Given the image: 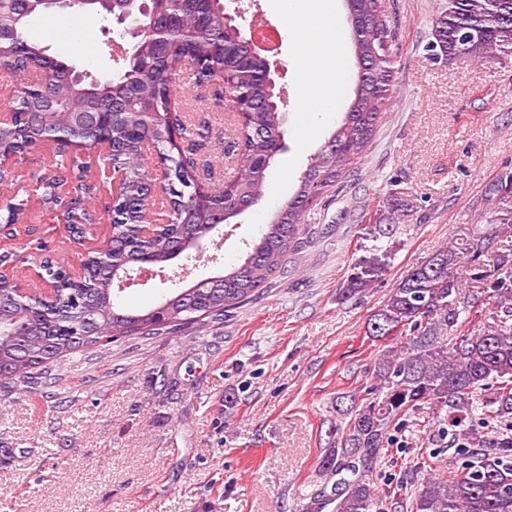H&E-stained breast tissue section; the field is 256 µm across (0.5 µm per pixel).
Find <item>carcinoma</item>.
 I'll return each mask as SVG.
<instances>
[{
	"instance_id": "cac0c4a2",
	"label": "carcinoma",
	"mask_w": 512,
	"mask_h": 512,
	"mask_svg": "<svg viewBox=\"0 0 512 512\" xmlns=\"http://www.w3.org/2000/svg\"><path fill=\"white\" fill-rule=\"evenodd\" d=\"M346 5L357 66L353 99L298 176L294 194L247 244L241 262L220 274L218 284L193 282L156 307L133 311L116 301L111 272L95 251L81 260L83 274L77 279L46 255L44 274L57 283L52 299H21L13 285L0 282L1 378L29 383L71 355L104 342L135 333L174 334L222 316L250 301L283 268L304 230L307 208L364 156L389 109L395 71L393 53L382 39L393 42L395 36L384 0H346ZM18 6L17 0H0V25L17 29L15 40L0 42V63L26 85L29 73L8 62L45 53L26 38V28L37 16L66 9L45 0H30L24 12ZM224 13V0H162L156 11L141 17L135 70L97 79L59 60L38 94L13 99L14 121L0 125V143L20 155L37 135L55 139L61 151L75 136L90 145L109 137L112 153L106 160L126 172L113 190L112 244L116 258L128 265L164 268L211 233L218 216L260 201L267 189L266 172L285 150L283 112L266 89L267 63L248 51L233 26L224 24ZM163 25L173 27L175 38L186 43L165 69L160 62L166 49L155 35ZM426 51L450 59L512 53V0H448ZM215 68L240 83L250 102L242 112L228 114L233 138L224 153L234 157V164L221 184L212 182L211 166L195 154V142L209 136V125L192 122L175 97L187 77L197 88L214 86ZM90 168L91 161L71 158L73 178L85 181ZM161 179L173 186L148 196ZM164 219L168 224L160 237L141 236L131 228ZM481 253L482 246L475 243L438 251L407 271L370 316L367 335L393 336L399 343L382 351L374 365L373 376L385 394L362 400L350 396L349 427L319 459V471L336 478V512L399 508L365 472L392 443L391 432L402 428L401 418L424 410L453 414L451 438L461 447L496 452L472 456L437 476L424 475L411 492L413 512H512V259L502 256L487 272L474 266ZM388 265V251L374 248L352 265L338 299L365 292ZM467 266L471 281L480 287L473 305L488 300L495 307L492 322L454 342L445 331L458 322V270ZM487 391L491 398L481 406L476 397ZM487 405L504 422L502 431L488 436L461 427V417Z\"/></svg>"
}]
</instances>
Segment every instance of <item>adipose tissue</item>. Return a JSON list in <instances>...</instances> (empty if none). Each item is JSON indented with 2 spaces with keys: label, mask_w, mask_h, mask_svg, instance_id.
I'll return each mask as SVG.
<instances>
[{
  "label": "adipose tissue",
  "mask_w": 512,
  "mask_h": 512,
  "mask_svg": "<svg viewBox=\"0 0 512 512\" xmlns=\"http://www.w3.org/2000/svg\"><path fill=\"white\" fill-rule=\"evenodd\" d=\"M273 16L292 29L291 60L302 74L320 81L316 92L303 93L298 110L299 130L312 138L322 124L330 121L342 105L336 70L344 61V34L335 0H272Z\"/></svg>",
  "instance_id": "1"
}]
</instances>
